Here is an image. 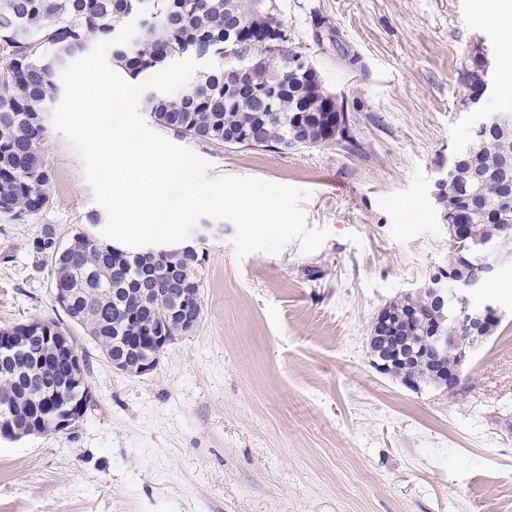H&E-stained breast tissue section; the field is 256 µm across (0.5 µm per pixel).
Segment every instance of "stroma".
I'll return each instance as SVG.
<instances>
[{
	"label": "stroma",
	"instance_id": "stroma-1",
	"mask_svg": "<svg viewBox=\"0 0 512 512\" xmlns=\"http://www.w3.org/2000/svg\"><path fill=\"white\" fill-rule=\"evenodd\" d=\"M288 46L350 117L359 152L234 150L173 130L211 175L310 190L308 226L332 237L236 262L235 229L208 238L202 314L143 376L114 370L80 327L94 399L75 428L0 440L11 512H512V243L486 295L502 319L476 343L455 394L379 374L367 338L379 311L451 252L433 192L482 110L512 108V40L477 0H276ZM336 31L318 42L317 22ZM482 48L496 83L466 109L461 62ZM43 151L50 203L0 215V327L64 320L42 225L100 235L78 153L56 130ZM416 217H409V210Z\"/></svg>",
	"mask_w": 512,
	"mask_h": 512
}]
</instances>
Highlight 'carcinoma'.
<instances>
[{
    "label": "carcinoma",
    "instance_id": "carcinoma-1",
    "mask_svg": "<svg viewBox=\"0 0 512 512\" xmlns=\"http://www.w3.org/2000/svg\"><path fill=\"white\" fill-rule=\"evenodd\" d=\"M234 2L235 16L228 20L224 0H0V214L23 221L49 205L52 174L42 151L44 114L58 93L61 64L84 50L85 43L115 37L133 19L136 34L130 44L107 53L133 79H146L186 55L219 61L175 94H143L141 103L156 124L229 149L277 151L291 136L297 149H350L348 138L336 136V95L310 73L279 74L293 51L288 36L280 35L286 26L276 0ZM234 39L253 66L251 79L239 77L236 59L224 55L225 43ZM485 63L479 50L469 56L463 71L467 86L483 84L478 71ZM508 157L512 124L487 131L475 145L466 144L437 197L446 211L470 195L482 200V210L471 218L480 242H491L502 227L512 226V214L504 216L498 207L506 188L501 167ZM54 240L53 228L45 225L32 251L51 266L52 292L69 293L68 320L109 362L125 337L141 335V323L170 306L167 296L143 295L152 282L167 278L168 267L180 270L173 288L200 293L201 259L194 254L115 248L83 231L73 233L65 249L56 248ZM448 288L447 308L441 311L431 306L425 291L389 303L392 310H416L402 335L420 342L434 324L452 325L456 299L453 284ZM51 390L79 391L70 384L68 363L58 361L46 370L29 355L0 354V404L9 401L13 413L0 431L15 440L17 431L27 436L48 432L57 409L54 401L45 400Z\"/></svg>",
    "mask_w": 512,
    "mask_h": 512
}]
</instances>
